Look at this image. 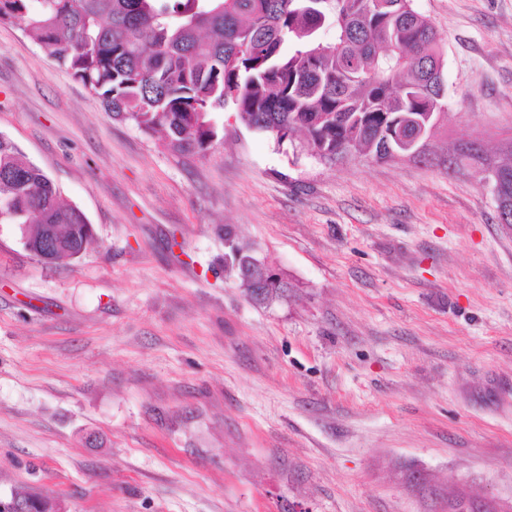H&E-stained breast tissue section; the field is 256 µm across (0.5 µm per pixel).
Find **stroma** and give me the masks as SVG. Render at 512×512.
<instances>
[{
	"mask_svg": "<svg viewBox=\"0 0 512 512\" xmlns=\"http://www.w3.org/2000/svg\"><path fill=\"white\" fill-rule=\"evenodd\" d=\"M448 111L425 158L293 156L216 116L178 156L0 25V133L92 224H0V494L65 512H512V0H413ZM294 284L251 303L223 226ZM498 181L493 178L497 209L499 208V201L504 197L505 200L510 201L512 207V161L497 166Z\"/></svg>",
	"mask_w": 512,
	"mask_h": 512,
	"instance_id": "stroma-1",
	"label": "stroma"
}]
</instances>
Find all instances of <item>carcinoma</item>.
<instances>
[{
    "instance_id": "1",
    "label": "carcinoma",
    "mask_w": 512,
    "mask_h": 512,
    "mask_svg": "<svg viewBox=\"0 0 512 512\" xmlns=\"http://www.w3.org/2000/svg\"><path fill=\"white\" fill-rule=\"evenodd\" d=\"M0 0V24L25 34L90 87L114 119L179 155H206L215 114L231 106L249 128L294 156L392 161L399 117L429 128L445 110L443 59L430 20L412 0ZM496 200L512 202V161L497 166ZM52 180L0 134V224L36 250L42 225L82 254L93 233ZM265 263L240 248L235 270L256 305L289 297L283 275L258 299L246 273Z\"/></svg>"
}]
</instances>
